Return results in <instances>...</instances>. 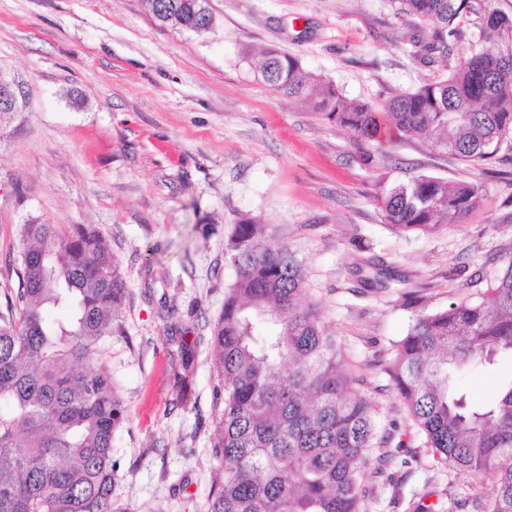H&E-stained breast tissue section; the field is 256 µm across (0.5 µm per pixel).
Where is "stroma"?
Returning a JSON list of instances; mask_svg holds the SVG:
<instances>
[{
  "mask_svg": "<svg viewBox=\"0 0 512 512\" xmlns=\"http://www.w3.org/2000/svg\"><path fill=\"white\" fill-rule=\"evenodd\" d=\"M197 34L156 21L143 0H0V71L29 94L0 121V306L17 288L26 219L93 226L129 288L123 331L101 342L126 406L113 439V496L130 512H206L216 390L209 323L235 279L224 245L236 224L273 227L302 262L310 298L344 351L353 388L376 409L390 461L368 475L362 512H474L492 474L439 463L388 370L416 317L475 297L512 259V159L473 166L437 136L383 146L355 140L258 74L276 48L350 99L377 104L446 77L489 47L480 0L458 20L448 57H413L411 17L392 0H210ZM78 90L80 101L69 98ZM371 162H363V155ZM427 175L480 182L457 224L397 233L378 200ZM197 343L188 394L169 372Z\"/></svg>",
  "mask_w": 512,
  "mask_h": 512,
  "instance_id": "stroma-1",
  "label": "stroma"
}]
</instances>
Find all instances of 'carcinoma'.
Wrapping results in <instances>:
<instances>
[{
  "label": "carcinoma",
  "instance_id": "1",
  "mask_svg": "<svg viewBox=\"0 0 512 512\" xmlns=\"http://www.w3.org/2000/svg\"><path fill=\"white\" fill-rule=\"evenodd\" d=\"M415 27L434 21L431 40L414 46L427 59L447 54L455 20L473 0H392ZM177 8L173 27L210 29L193 0H155ZM482 25L504 46L477 52L450 74L373 106L347 102L336 86L271 48L259 70L274 90L313 101L330 122L374 140L439 134L456 159L483 166L512 145V19L495 12ZM482 186L455 187L418 176L382 197L392 230L429 232L455 224L479 202ZM18 288L0 308V512H128L113 497L112 441L125 404L105 369L100 342L122 332L128 295L120 265L99 233L83 224L64 232L29 220L19 227ZM235 271L224 310L210 324L223 388L214 428L207 512H361L370 452L381 447L374 407L352 390L336 339L325 332L301 263L266 224L235 226L224 247ZM65 312L63 321L48 311ZM389 375L413 424L440 463L491 473L475 496L482 512H512V380L489 402L467 403L457 378L471 367L512 359V258L477 300L419 316L396 345ZM195 346L178 347L174 386L191 383Z\"/></svg>",
  "mask_w": 512,
  "mask_h": 512
}]
</instances>
